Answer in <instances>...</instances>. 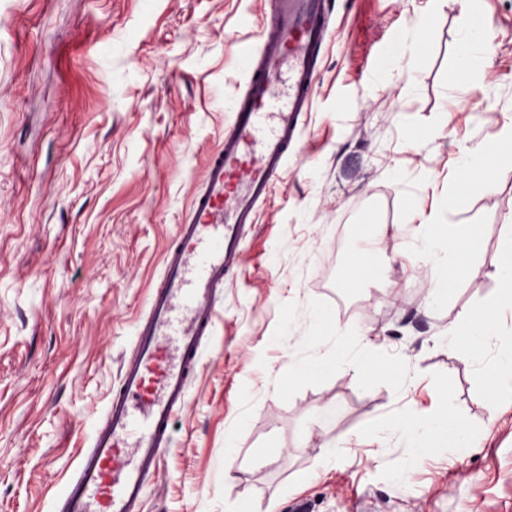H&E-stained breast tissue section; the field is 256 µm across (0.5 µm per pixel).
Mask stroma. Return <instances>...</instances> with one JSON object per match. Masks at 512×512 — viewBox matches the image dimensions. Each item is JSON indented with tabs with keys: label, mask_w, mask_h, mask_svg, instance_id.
<instances>
[{
	"label": "stroma",
	"mask_w": 512,
	"mask_h": 512,
	"mask_svg": "<svg viewBox=\"0 0 512 512\" xmlns=\"http://www.w3.org/2000/svg\"><path fill=\"white\" fill-rule=\"evenodd\" d=\"M476 15L493 52L458 88ZM420 20L423 49L392 61ZM265 24L264 0H0V512H62ZM510 124L512 0H334L300 152L225 277L137 512L244 496L257 512H512V387L485 391L497 348L448 349L499 286ZM464 145L498 152L491 187L461 183ZM433 213L482 231L437 306L443 267L414 234ZM366 217L380 274L348 288ZM317 308L338 328L318 347ZM321 353L339 356L329 375L294 371ZM444 411L468 447L399 426Z\"/></svg>",
	"instance_id": "35a3bbf8"
}]
</instances>
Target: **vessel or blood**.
<instances>
[{
	"mask_svg": "<svg viewBox=\"0 0 512 512\" xmlns=\"http://www.w3.org/2000/svg\"><path fill=\"white\" fill-rule=\"evenodd\" d=\"M263 44L246 54V84L222 147L213 150L176 226L162 283L147 302L120 386L91 446L79 455L64 512H135L158 474L174 417L210 336L224 278L284 164L299 151L329 38V0H268Z\"/></svg>",
	"mask_w": 512,
	"mask_h": 512,
	"instance_id": "vessel-or-blood-1",
	"label": "vessel or blood"
}]
</instances>
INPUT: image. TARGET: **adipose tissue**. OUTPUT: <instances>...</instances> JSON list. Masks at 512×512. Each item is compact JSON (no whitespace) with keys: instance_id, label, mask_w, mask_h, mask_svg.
Returning a JSON list of instances; mask_svg holds the SVG:
<instances>
[{"instance_id":"obj_1","label":"adipose tissue","mask_w":512,"mask_h":512,"mask_svg":"<svg viewBox=\"0 0 512 512\" xmlns=\"http://www.w3.org/2000/svg\"><path fill=\"white\" fill-rule=\"evenodd\" d=\"M422 240L438 245L440 236H447L448 250L452 253L472 254L481 246V234L472 225H451L440 215L427 217L419 226ZM497 276L498 291L477 308L466 311L448 328V344L456 346L466 342L472 353H479L489 344H497L499 350L492 367L490 391H497L503 384L512 382V351H505L506 335L496 325L495 319L504 311H512V225H505L499 239Z\"/></svg>"}]
</instances>
